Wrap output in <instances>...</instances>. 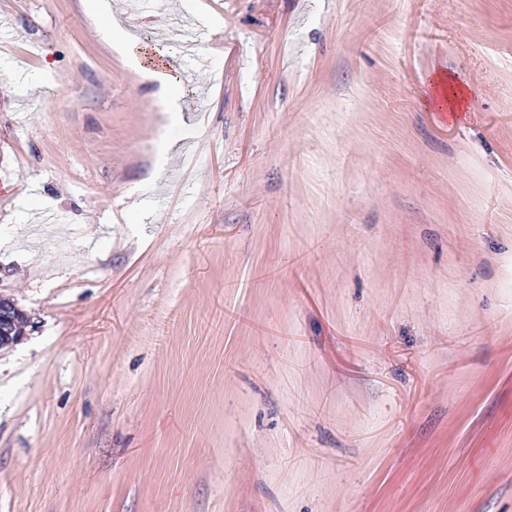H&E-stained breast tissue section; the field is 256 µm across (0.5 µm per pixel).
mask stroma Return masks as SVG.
I'll list each match as a JSON object with an SVG mask.
<instances>
[{"instance_id":"35a3bbf8","label":"stroma","mask_w":512,"mask_h":512,"mask_svg":"<svg viewBox=\"0 0 512 512\" xmlns=\"http://www.w3.org/2000/svg\"><path fill=\"white\" fill-rule=\"evenodd\" d=\"M108 3L178 113L0 0V512H512V0ZM4 302H9V305ZM23 317L26 319L24 325L18 322V318ZM27 318L13 300L0 293V349L16 345L24 339Z\"/></svg>"}]
</instances>
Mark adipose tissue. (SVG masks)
<instances>
[{
	"mask_svg": "<svg viewBox=\"0 0 512 512\" xmlns=\"http://www.w3.org/2000/svg\"><path fill=\"white\" fill-rule=\"evenodd\" d=\"M99 33L105 41L122 47L147 79L159 82L160 87L155 101L159 110L163 112L177 111L178 87L167 72L164 61L160 57L150 54L134 35L123 31L112 22H101Z\"/></svg>",
	"mask_w": 512,
	"mask_h": 512,
	"instance_id": "adipose-tissue-1",
	"label": "adipose tissue"
}]
</instances>
